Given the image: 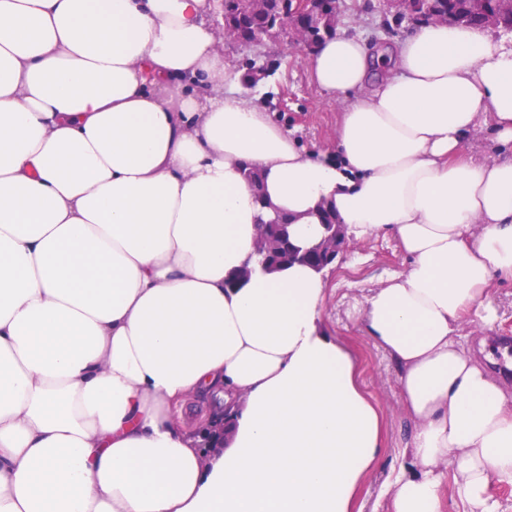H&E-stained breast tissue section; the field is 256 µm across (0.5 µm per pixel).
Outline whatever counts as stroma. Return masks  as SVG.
Instances as JSON below:
<instances>
[{
	"label": "stroma",
	"mask_w": 512,
	"mask_h": 512,
	"mask_svg": "<svg viewBox=\"0 0 512 512\" xmlns=\"http://www.w3.org/2000/svg\"><path fill=\"white\" fill-rule=\"evenodd\" d=\"M338 32L359 37L374 47L394 46L414 30L413 23L384 13L381 0H344ZM268 56L274 71L257 85L242 84L244 95L258 97L276 121L288 128L302 147H331L343 104L322 93L311 78L307 58L278 41L264 46L224 44V57L235 71L245 69L247 58ZM407 266V257L393 237L351 240L327 278L324 328L352 354L363 390L379 412L383 425V448L378 465L359 486L353 512H387L392 490L391 474L404 464L403 448L413 426L401 400L394 368L386 354L363 334L357 311L368 290L386 282ZM499 310L493 329H486L475 316L466 317L460 334L467 346L488 335L512 345V281L499 283L492 291Z\"/></svg>",
	"instance_id": "stroma-1"
}]
</instances>
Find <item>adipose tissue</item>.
Wrapping results in <instances>:
<instances>
[{"label":"adipose tissue","instance_id":"adipose-tissue-1","mask_svg":"<svg viewBox=\"0 0 512 512\" xmlns=\"http://www.w3.org/2000/svg\"><path fill=\"white\" fill-rule=\"evenodd\" d=\"M207 0H0V512H352L381 417L321 329L326 273L262 268L258 226L391 236L361 327L415 429L389 512H499L512 388L459 334L512 279V45L425 23L308 58L347 106L309 151L238 92ZM484 127L496 157L463 155ZM254 170L261 181L245 178ZM221 401L223 451L181 423Z\"/></svg>","mask_w":512,"mask_h":512}]
</instances>
